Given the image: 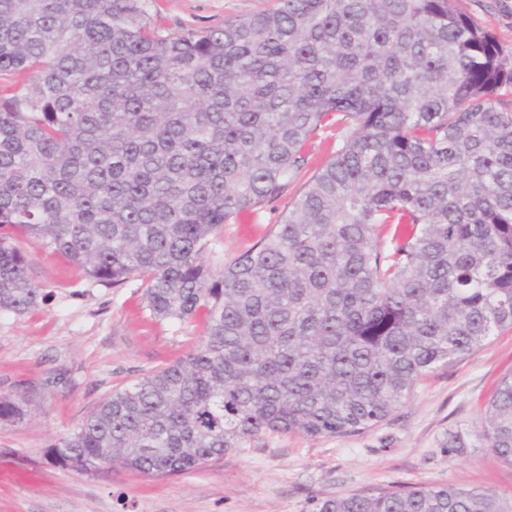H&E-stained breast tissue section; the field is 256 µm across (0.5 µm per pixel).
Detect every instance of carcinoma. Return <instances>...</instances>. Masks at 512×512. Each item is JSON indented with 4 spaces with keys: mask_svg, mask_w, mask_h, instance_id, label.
<instances>
[{
    "mask_svg": "<svg viewBox=\"0 0 512 512\" xmlns=\"http://www.w3.org/2000/svg\"><path fill=\"white\" fill-rule=\"evenodd\" d=\"M456 2L280 0L164 34L149 0H0V75L30 74L0 95V313L43 300L21 233L91 279L142 282L155 320L207 314L196 348L114 390L52 461L165 476L265 432L360 434L512 330V61ZM332 129L283 222L211 271L224 224L280 196ZM27 414L0 394L1 425ZM448 447L512 466V376ZM310 512H512V496L421 486Z\"/></svg>",
    "mask_w": 512,
    "mask_h": 512,
    "instance_id": "carcinoma-1",
    "label": "carcinoma"
}]
</instances>
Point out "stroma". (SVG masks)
Returning a JSON list of instances; mask_svg holds the SVG:
<instances>
[{
  "mask_svg": "<svg viewBox=\"0 0 512 512\" xmlns=\"http://www.w3.org/2000/svg\"><path fill=\"white\" fill-rule=\"evenodd\" d=\"M278 0H151L163 31L218 28L266 12ZM512 57V0H459ZM340 143L311 140L305 163L277 199L240 213L206 254L221 271L272 225L281 223L308 178ZM28 275L45 298L35 309L0 314V394L26 395L31 412L0 426V512H309L314 499L401 486H467L512 494V467L485 448H449L446 435L477 422L500 381L512 375V332L492 337L456 362L426 373L410 401L362 434L311 438L263 433L203 468L173 476L114 466L80 474L47 456L113 389L191 351L204 316L177 324L151 320L143 288L90 280L42 241L21 236Z\"/></svg>",
  "mask_w": 512,
  "mask_h": 512,
  "instance_id": "stroma-1",
  "label": "stroma"
}]
</instances>
